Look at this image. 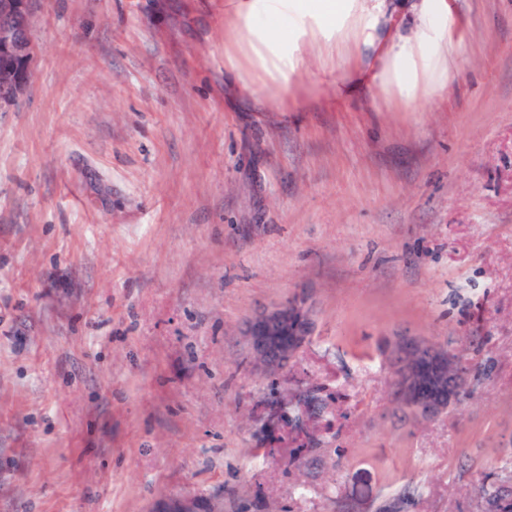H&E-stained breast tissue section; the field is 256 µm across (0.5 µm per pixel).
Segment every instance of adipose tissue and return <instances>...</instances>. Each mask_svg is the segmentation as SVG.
<instances>
[{
  "label": "adipose tissue",
  "instance_id": "obj_1",
  "mask_svg": "<svg viewBox=\"0 0 512 512\" xmlns=\"http://www.w3.org/2000/svg\"><path fill=\"white\" fill-rule=\"evenodd\" d=\"M224 68L250 94L280 107L296 98L292 78L305 45L354 48L335 82L343 99L371 87L409 108L447 86L460 45L448 0H229Z\"/></svg>",
  "mask_w": 512,
  "mask_h": 512
}]
</instances>
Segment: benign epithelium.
<instances>
[{"label": "benign epithelium", "instance_id": "obj_1", "mask_svg": "<svg viewBox=\"0 0 512 512\" xmlns=\"http://www.w3.org/2000/svg\"><path fill=\"white\" fill-rule=\"evenodd\" d=\"M34 47L28 0H0V108L31 83ZM313 333L307 293L300 289L249 318L241 329L255 368L274 374L290 363ZM392 399L417 423L434 421L459 404L472 373L458 353L419 336L390 344Z\"/></svg>", "mask_w": 512, "mask_h": 512}]
</instances>
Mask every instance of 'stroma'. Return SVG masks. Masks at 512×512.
<instances>
[{"label": "stroma", "mask_w": 512, "mask_h": 512, "mask_svg": "<svg viewBox=\"0 0 512 512\" xmlns=\"http://www.w3.org/2000/svg\"><path fill=\"white\" fill-rule=\"evenodd\" d=\"M464 51L404 111L253 103L227 0H31L0 111V512H482L512 485V0H453ZM313 336L257 373L240 329L295 290ZM488 375L397 411L389 346ZM316 390L309 434L279 401Z\"/></svg>", "instance_id": "1"}]
</instances>
